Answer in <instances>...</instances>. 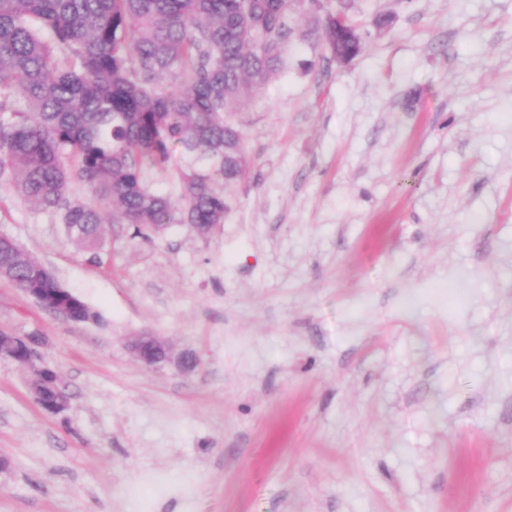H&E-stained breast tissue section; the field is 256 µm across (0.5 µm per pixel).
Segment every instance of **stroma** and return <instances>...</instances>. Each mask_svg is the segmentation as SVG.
Instances as JSON below:
<instances>
[{"label":"stroma","instance_id":"stroma-1","mask_svg":"<svg viewBox=\"0 0 512 512\" xmlns=\"http://www.w3.org/2000/svg\"><path fill=\"white\" fill-rule=\"evenodd\" d=\"M352 15L359 57L293 38L231 114L250 168L211 231L87 251L0 191V234L98 315L0 277L69 396L0 360V512H512V0ZM60 298V302H65L71 310L70 311L65 307L56 308L54 312L60 316L72 321H75L73 316L78 321H90L96 319V313H94L78 295L70 291H65L60 293ZM137 357L148 365H153L168 359V351L165 346L152 336H141L133 344Z\"/></svg>","mask_w":512,"mask_h":512}]
</instances>
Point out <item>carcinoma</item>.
I'll return each mask as SVG.
<instances>
[{
	"instance_id": "carcinoma-1",
	"label": "carcinoma",
	"mask_w": 512,
	"mask_h": 512,
	"mask_svg": "<svg viewBox=\"0 0 512 512\" xmlns=\"http://www.w3.org/2000/svg\"><path fill=\"white\" fill-rule=\"evenodd\" d=\"M304 13L300 0H0V186L87 250L102 247L106 222L143 239L224 223L250 166L225 115L280 70ZM309 18L304 37L322 58L361 55L364 44L336 36V12ZM152 172L178 197L154 190ZM38 268L0 237V274L20 289L61 287ZM60 298L96 319L78 295Z\"/></svg>"
}]
</instances>
